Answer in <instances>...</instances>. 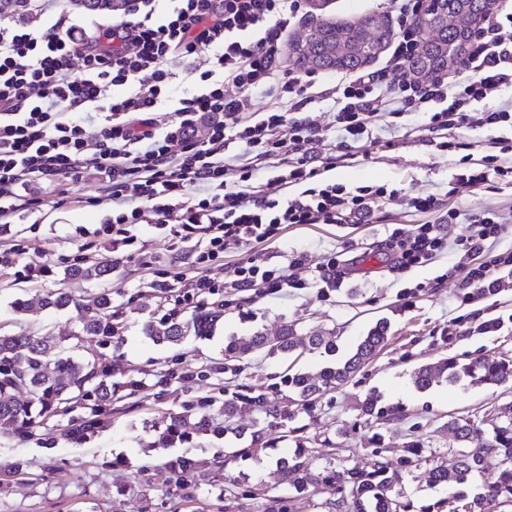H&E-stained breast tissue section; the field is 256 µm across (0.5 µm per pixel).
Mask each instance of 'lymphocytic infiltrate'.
<instances>
[{
  "instance_id": "1",
  "label": "lymphocytic infiltrate",
  "mask_w": 512,
  "mask_h": 512,
  "mask_svg": "<svg viewBox=\"0 0 512 512\" xmlns=\"http://www.w3.org/2000/svg\"><path fill=\"white\" fill-rule=\"evenodd\" d=\"M132 0L123 18L102 14L74 22L67 0H25L41 21L0 25V221L34 205L29 190L96 176L112 201V243L129 245L131 228L152 210L172 238L198 237L195 261L205 266L227 245L249 255L228 286L241 292L343 284L347 262L328 250L316 267L306 255L277 266L253 252L286 224L369 222L397 190L327 183L309 187L319 167L353 161L365 152L372 127L408 112L425 117L427 140L460 153L455 191L512 181V11L498 12L477 30L463 67L471 79L448 74L420 81L409 68L419 51L418 0H395L398 43L383 71H361L329 89L331 126L302 111L311 82L284 70L278 44L303 0ZM189 67L196 87L171 99L173 63ZM282 100L257 112L253 96ZM168 112L159 122V112ZM341 139L321 154L329 128ZM495 131L494 153L474 159L462 129ZM239 153L227 157L229 143ZM447 222L464 225L460 258L447 271L473 302L512 286V248L499 249L507 217L455 209ZM444 222V223H447ZM444 223L417 224L391 234L386 249L395 269L426 263L445 250Z\"/></svg>"
}]
</instances>
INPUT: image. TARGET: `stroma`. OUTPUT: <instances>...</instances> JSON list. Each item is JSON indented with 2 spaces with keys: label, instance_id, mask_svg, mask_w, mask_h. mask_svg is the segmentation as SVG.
Returning <instances> with one entry per match:
<instances>
[{
  "label": "stroma",
  "instance_id": "35a3bbf8",
  "mask_svg": "<svg viewBox=\"0 0 512 512\" xmlns=\"http://www.w3.org/2000/svg\"><path fill=\"white\" fill-rule=\"evenodd\" d=\"M369 15L381 16L389 27L397 25L392 0H307L280 45V54L288 56L290 43L320 22H353ZM422 124L420 115L407 114L399 118L396 130H374L367 161L320 170L319 181L349 188L385 185L410 196L437 195L446 209L512 214V184L493 183L470 196H457L452 162L427 145ZM38 195L41 206L0 234V246L16 250L12 263L0 266V331L66 335L79 319L77 308L24 312L16 308L17 299L60 289L78 297L109 291L120 335L104 344L92 342L88 350L105 354L114 380L133 377L145 387L134 396L119 389L118 401L105 415V428L78 442L62 434L70 419L81 417L78 409L68 417L49 418L30 435L0 428V512H267L270 497L291 491L294 477L280 470L275 459L294 454L293 440L269 432L276 456L257 464L224 461L223 441L195 438L189 453L200 478L193 500L188 501L169 466L180 451L156 447L154 422L181 411L188 402L223 401L225 391L240 386L265 394L269 401H282L286 389L278 380L288 366L320 370L333 356H345L382 318L390 323L386 348L349 382L325 392L315 409L300 414L297 423L305 436L330 442V459L315 460V467L365 465L370 461L365 448L373 422L362 415L358 403L366 392H380L391 415L386 445L392 449L415 440L424 444L421 458L409 467L402 466L391 451L385 456L390 469L403 477L410 512L436 501L442 502V512H458L460 503L452 491L429 482L430 470L451 463L457 451L447 423L462 418L484 425L491 414L512 406V383L483 387L444 382L421 392L414 387L412 374L446 356L465 362L512 357V324L490 334L462 336L455 329L456 323H469L474 316L483 321L512 315V288L468 302L461 282L434 286L435 277L458 260L452 249L427 265L393 269L384 251L386 239L394 229L427 222V215L389 202L367 224L290 225L276 242L257 244V251L281 265L297 250L307 251L316 263L325 250L345 248L352 264L344 286L325 294L314 288H292L284 296L251 291L228 296L224 281L244 259V250L231 245L211 265H198L191 256L192 241L172 243L156 228L150 212L134 226L135 239L109 279L64 278V269L72 264L111 257L112 237L104 223L112 216V203L97 194L95 181L88 176L63 190L43 184ZM204 276L216 286L209 302L225 306L224 319L213 334L191 336L173 347L146 339L143 323L161 318L173 306H180L182 319L191 318L196 298L190 284ZM175 277L180 288L173 290L171 299L162 298L159 282ZM419 283L423 291L411 304H404L400 292ZM289 321L306 332L335 331L336 355L307 351L292 364L277 356H260L245 364L225 360V338L248 336ZM18 461L24 470L12 473ZM226 488L232 490V497L223 496Z\"/></svg>",
  "mask_w": 512,
  "mask_h": 512
}]
</instances>
